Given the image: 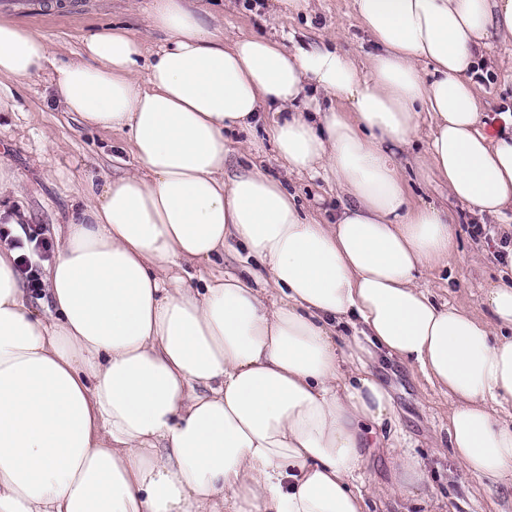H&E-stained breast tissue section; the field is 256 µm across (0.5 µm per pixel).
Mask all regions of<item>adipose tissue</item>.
Masks as SVG:
<instances>
[{"label": "adipose tissue", "mask_w": 512, "mask_h": 512, "mask_svg": "<svg viewBox=\"0 0 512 512\" xmlns=\"http://www.w3.org/2000/svg\"><path fill=\"white\" fill-rule=\"evenodd\" d=\"M353 8L375 45L363 63L225 36L211 0H146L157 49L112 25L53 68L41 33L0 19V79L49 80L137 163L85 179L40 296L0 247V512H372L365 453L395 421L382 357L451 401L439 445L463 474L512 485V285L486 288L481 318L418 286L456 225L412 202L400 163L512 213V108L488 127L476 90L512 0ZM260 121L284 175L228 174L226 133L259 155ZM294 176L352 203L323 222ZM236 247L250 265L216 268ZM429 482L395 450L393 497Z\"/></svg>", "instance_id": "obj_1"}]
</instances>
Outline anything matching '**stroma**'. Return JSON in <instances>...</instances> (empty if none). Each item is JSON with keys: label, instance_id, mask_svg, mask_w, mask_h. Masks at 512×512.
I'll return each mask as SVG.
<instances>
[{"label": "stroma", "instance_id": "1", "mask_svg": "<svg viewBox=\"0 0 512 512\" xmlns=\"http://www.w3.org/2000/svg\"><path fill=\"white\" fill-rule=\"evenodd\" d=\"M144 0H42L39 13L24 20L52 43L53 57L62 61L77 52L87 32L110 25L127 27L154 48L164 38L153 29L143 10ZM274 0H231L224 7L225 34L266 31ZM278 27L297 43L341 46L357 59H365L375 46L361 28L352 0H310L306 12L279 16ZM483 75L479 94L489 123L512 105V40L491 34L483 49ZM0 162L9 166L18 181L17 191L0 194V204L29 212V227L51 234L53 225L63 223L86 173L125 171L136 167L121 136L111 132H88L66 113L54 90L46 83L0 86ZM406 181L414 200L447 207L458 221L457 250L447 266L425 271L420 285L438 302L462 305L483 313L484 288L492 282L512 279V267L499 258L502 220H476L467 205L449 197L445 184L424 179L406 170ZM288 187L305 208L326 218L349 198L319 179L290 178ZM482 223L484 232L475 235L473 226ZM378 376L392 389L399 438L411 445L424 461L431 482L423 497L394 504L388 497L393 451H367L366 474L385 512H425L424 498L439 500L441 512H512V491L487 480L464 476L447 449L438 447L437 436L448 425L449 403L417 371L394 361L383 360Z\"/></svg>", "mask_w": 512, "mask_h": 512}]
</instances>
